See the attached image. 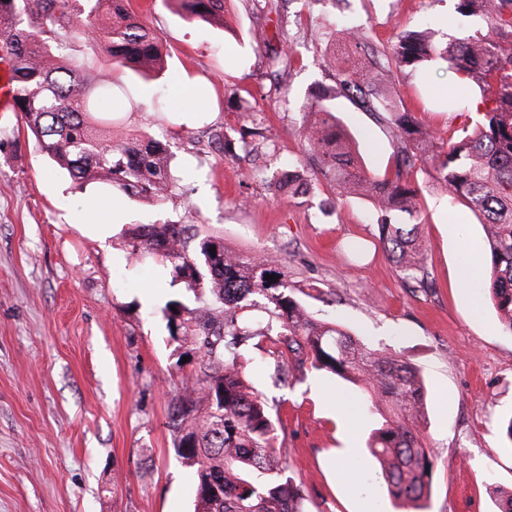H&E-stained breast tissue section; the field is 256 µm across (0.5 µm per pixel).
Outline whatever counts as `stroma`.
Masks as SVG:
<instances>
[{
  "instance_id": "stroma-1",
  "label": "stroma",
  "mask_w": 512,
  "mask_h": 512,
  "mask_svg": "<svg viewBox=\"0 0 512 512\" xmlns=\"http://www.w3.org/2000/svg\"><path fill=\"white\" fill-rule=\"evenodd\" d=\"M141 22L165 41L167 69L143 76L113 74L134 103L127 133L162 137L184 166L176 195L161 205L102 197L94 219L107 223L122 205L128 226L185 224L223 238L243 255L279 263L304 291L314 317L400 356L426 388L424 443L435 457L427 512H495L491 487H512V444L502 429L512 414V335L503 331L478 283L458 276L479 249L485 228L461 204H449L428 173L423 222L428 288H412L378 241L371 204L338 196L326 183L308 194L277 195L270 183L246 179L257 165L277 170L302 156L299 129L312 87L337 44L307 22L300 0L289 6V30L308 51L284 83L289 103L270 90L265 50L251 34L248 0H232L224 27L180 18L175 0H131ZM457 0H338L330 15L370 29L390 44L406 25L429 23L439 42L480 25L456 11ZM226 64L243 91L229 98L214 72ZM203 78L207 124L173 130L177 90ZM415 78L394 87L414 112L440 132L472 129L475 110L424 113ZM162 98L166 114L151 112ZM255 106L277 153L225 158L207 145L212 130L236 134L239 108ZM339 120L358 162L383 174L391 161L389 128L370 113L342 104ZM85 204L83 190L36 145L20 113L0 112V512H193L196 475L174 450L170 402L196 360L178 363L163 310L184 283L150 298L144 284L153 259L132 261L129 240L109 244L68 225ZM243 353L249 379L279 405L278 431L303 482L304 512H400L366 450L381 421L358 387L315 370L278 379L260 347Z\"/></svg>"
}]
</instances>
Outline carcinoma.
Instances as JSON below:
<instances>
[{"mask_svg": "<svg viewBox=\"0 0 512 512\" xmlns=\"http://www.w3.org/2000/svg\"><path fill=\"white\" fill-rule=\"evenodd\" d=\"M180 17L224 26L226 0H175ZM483 27L444 45L419 25L403 29L387 47L372 46L364 28L342 32L361 51L357 66L331 70V83L316 85L308 111L316 120L301 127L303 157L279 172L274 185L304 194L325 179L340 195L362 194L375 210L379 241L404 278L426 282L422 223L424 171L448 197L463 204L486 228L485 288L503 330L512 334V0H457ZM99 19L94 40L103 43L115 69L151 75L163 71V36L145 26L128 0H0V37L14 61L15 107L35 141L76 184L103 181L129 197L155 203L179 189V170L169 145L149 133L112 131V82L88 81L66 51L81 34L75 19ZM277 46L264 65L277 80L300 61L282 21ZM435 68L450 72L478 94L485 109L473 130L444 139L406 108L393 92L400 74L426 88ZM380 115L392 137V158L381 179L362 171L337 112L339 101ZM402 214L412 223L402 224ZM132 254L153 255L171 267L172 281L194 297L187 306L167 303L169 338L191 344L198 370L181 381L172 398L169 427L174 448L195 468L194 512H304L302 482L277 446L280 409L271 407L247 377L242 347L266 342L277 373L325 371L361 387L374 406L386 408L369 437L394 500L419 509L428 499L434 459L423 446L426 386L417 369L395 353L355 339L338 324L311 317L276 262L239 255L214 236L189 234L181 224H140L131 232ZM216 251H211V248ZM275 275L276 280L265 279ZM267 316L258 327L252 311Z\"/></svg>", "mask_w": 512, "mask_h": 512, "instance_id": "cac0c4a2", "label": "carcinoma"}]
</instances>
